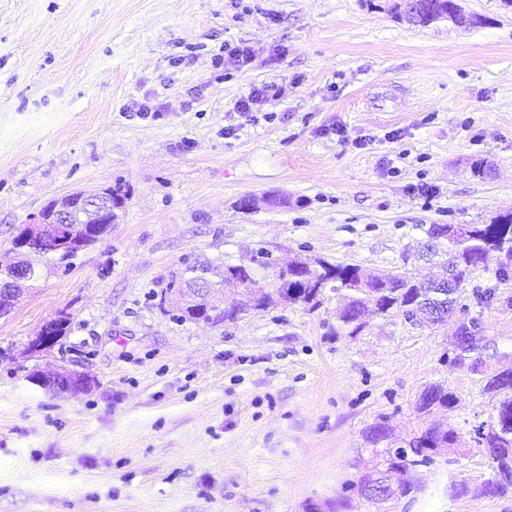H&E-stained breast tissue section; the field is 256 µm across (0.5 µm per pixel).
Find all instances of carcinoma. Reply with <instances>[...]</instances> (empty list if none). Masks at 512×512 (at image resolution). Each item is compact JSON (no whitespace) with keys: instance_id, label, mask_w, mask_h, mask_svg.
<instances>
[{"instance_id":"cac0c4a2","label":"carcinoma","mask_w":512,"mask_h":512,"mask_svg":"<svg viewBox=\"0 0 512 512\" xmlns=\"http://www.w3.org/2000/svg\"><path fill=\"white\" fill-rule=\"evenodd\" d=\"M448 14V0H425L422 7L421 27L430 25L429 13ZM101 197L111 202L112 223L102 228L108 235L112 225L119 220L118 211L125 206L127 192L117 184L101 191ZM85 209L73 210L67 233L80 239L81 226L89 223ZM425 237H435L444 248L447 261L440 264L439 273L431 279H423L418 272L396 269L366 273L355 265L333 264L320 257L310 261L290 260L278 267L277 282L273 293H262L255 297L251 285L254 281L252 269L242 265L228 264L224 258H198L186 266L162 291L159 306L172 305L176 317L194 323L202 320L213 325L233 321L243 312L264 310L271 305H303L311 309L322 302L324 290L331 288L339 293L341 305L339 321L348 336L359 334L367 325L365 312L371 311L383 316H403L410 318L415 312L439 300L441 286L448 282V274L458 289L469 283L473 273L485 267L487 257L492 252L505 255L512 262V211L499 214L488 224H431L423 229ZM84 253V249L68 251L36 250L16 255V261L5 268L10 274L20 270L27 275L26 283L33 286L48 274L61 268H69L74 260ZM210 272L219 278L222 288H234L241 296L237 309L228 311L213 308L210 316H201L199 305L182 292L194 279L196 271ZM479 325L475 318H457V337L453 341L457 354L455 361L462 362L463 352L474 353L473 329ZM485 391L497 399L496 417L481 433L482 440L492 459L491 475L476 491L486 490L495 496L512 492V368L493 379L487 378ZM456 397L439 385L428 387L420 396L418 409L429 413L434 409H449ZM454 436L449 432L425 427L406 441V446L397 448L387 458V467L364 474L360 485L364 486L376 479L394 480L397 483V496L407 497L423 491L421 482L414 478L419 466L433 460L439 449L452 444Z\"/></svg>"}]
</instances>
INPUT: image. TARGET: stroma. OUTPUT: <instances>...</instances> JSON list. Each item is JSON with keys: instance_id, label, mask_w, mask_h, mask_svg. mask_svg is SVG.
Segmentation results:
<instances>
[{"instance_id": "stroma-1", "label": "stroma", "mask_w": 512, "mask_h": 512, "mask_svg": "<svg viewBox=\"0 0 512 512\" xmlns=\"http://www.w3.org/2000/svg\"><path fill=\"white\" fill-rule=\"evenodd\" d=\"M393 3L0 0V253L51 199L129 194L103 242L0 319V512H512V494L473 491L490 474L483 376L512 366L504 255L460 297L483 324L479 373L454 363L448 327L374 316L338 334L331 291L213 327L157 305L203 255L390 270L420 225L512 210V7L459 0L480 19L464 29L409 25ZM261 85L269 101L239 117ZM478 159L492 177L472 175ZM247 196L257 209H238ZM62 311L66 335L27 354ZM61 366L96 386L30 379ZM432 385L457 401L429 416ZM378 422L390 435L374 445ZM431 422L458 443L422 469L416 501L362 498L361 476ZM452 476L470 493L445 496Z\"/></svg>"}]
</instances>
